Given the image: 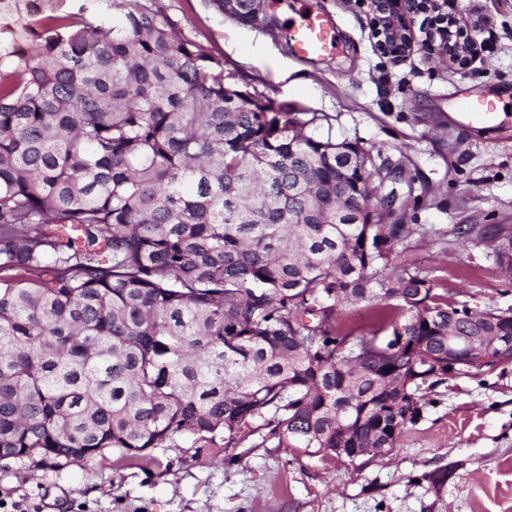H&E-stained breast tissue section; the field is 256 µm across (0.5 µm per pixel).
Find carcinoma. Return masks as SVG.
<instances>
[{
	"label": "carcinoma",
	"instance_id": "obj_1",
	"mask_svg": "<svg viewBox=\"0 0 512 512\" xmlns=\"http://www.w3.org/2000/svg\"><path fill=\"white\" fill-rule=\"evenodd\" d=\"M100 2L0 0V460L265 430L353 464L421 418L448 334L512 364V320H470L395 263L413 226L360 210L382 157L225 84L153 5ZM362 302L395 317L344 330Z\"/></svg>",
	"mask_w": 512,
	"mask_h": 512
}]
</instances>
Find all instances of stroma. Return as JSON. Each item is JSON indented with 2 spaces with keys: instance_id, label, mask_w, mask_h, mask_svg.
I'll use <instances>...</instances> for the list:
<instances>
[{
  "instance_id": "stroma-1",
  "label": "stroma",
  "mask_w": 512,
  "mask_h": 512,
  "mask_svg": "<svg viewBox=\"0 0 512 512\" xmlns=\"http://www.w3.org/2000/svg\"><path fill=\"white\" fill-rule=\"evenodd\" d=\"M190 40L224 62V81L289 111L321 114L316 135L380 152L396 172L380 194L416 228L400 255L437 293L481 310L512 307V280L482 241L456 242L458 225L512 228V0H448L462 25H476L479 58L466 70L415 45L402 62L384 55L371 0H266L252 25L212 0H155ZM329 15L340 53L296 57L287 24L300 6ZM499 96L507 110L483 124L451 117L472 96ZM392 453L356 463L296 456L259 435L241 455L199 452L193 437L118 451L81 463L39 457L0 461V512H512V366L439 386ZM449 476L434 486L429 474Z\"/></svg>"
}]
</instances>
